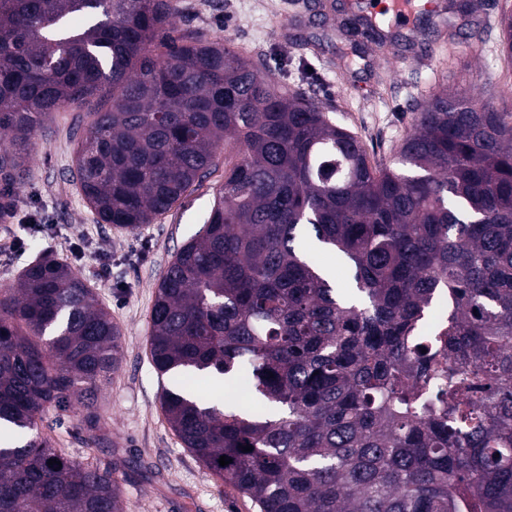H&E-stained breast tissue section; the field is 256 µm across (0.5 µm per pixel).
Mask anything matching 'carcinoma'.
Masks as SVG:
<instances>
[{
  "label": "carcinoma",
  "mask_w": 512,
  "mask_h": 512,
  "mask_svg": "<svg viewBox=\"0 0 512 512\" xmlns=\"http://www.w3.org/2000/svg\"><path fill=\"white\" fill-rule=\"evenodd\" d=\"M172 16L170 0H0V174L23 180L53 112H91L73 177L134 232L224 156L150 315L175 435L260 512H512V115L444 89L376 162L309 93ZM499 24L511 59L512 13ZM120 340L65 260L0 288V512H124L112 463L40 433L71 409L95 425ZM199 375L255 406L205 401Z\"/></svg>",
  "instance_id": "obj_1"
}]
</instances>
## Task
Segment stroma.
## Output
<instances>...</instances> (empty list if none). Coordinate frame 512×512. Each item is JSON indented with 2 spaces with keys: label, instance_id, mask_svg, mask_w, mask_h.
I'll return each instance as SVG.
<instances>
[{
  "label": "stroma",
  "instance_id": "1",
  "mask_svg": "<svg viewBox=\"0 0 512 512\" xmlns=\"http://www.w3.org/2000/svg\"><path fill=\"white\" fill-rule=\"evenodd\" d=\"M179 30L224 39L262 62L278 84L304 87L333 118L364 142L371 160L391 159L409 131L414 109L439 86L461 87L512 113V60L500 51L499 19L512 0H480L477 37L468 25L437 24L418 44L368 46L347 65L353 40L333 0H173ZM87 113L60 108L34 139L28 176L14 190L15 212L0 221V288L43 253L72 262L121 330V365L100 386L93 435L77 415L52 435L77 457L116 466L126 512H259L217 482L183 447L161 409L162 378L153 366L148 332L158 280L178 248L195 235L224 180L216 169L167 214L129 233L100 224L70 174ZM40 223L42 231L31 228Z\"/></svg>",
  "mask_w": 512,
  "mask_h": 512
}]
</instances>
